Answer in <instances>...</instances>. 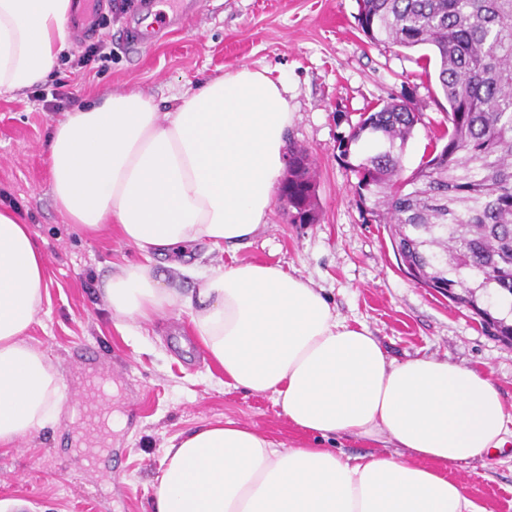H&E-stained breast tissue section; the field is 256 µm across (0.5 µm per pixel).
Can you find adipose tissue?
Here are the masks:
<instances>
[{
	"instance_id": "obj_1",
	"label": "adipose tissue",
	"mask_w": 512,
	"mask_h": 512,
	"mask_svg": "<svg viewBox=\"0 0 512 512\" xmlns=\"http://www.w3.org/2000/svg\"><path fill=\"white\" fill-rule=\"evenodd\" d=\"M73 0H0V92L45 82L70 47ZM294 119L288 82L241 67L198 84L172 112L136 91L65 113L47 138L51 190L81 233L116 229L151 256L191 243L248 244L270 222ZM180 294L153 264L103 281L114 315L186 311L224 383L271 395L318 437L284 447L233 420L164 450L155 512H485L449 478L512 438V413L485 373L436 358L390 359L367 327L282 266L203 271ZM50 281L30 224L0 207V445L48 424L64 380L25 341ZM390 442L405 457H345L337 436Z\"/></svg>"
}]
</instances>
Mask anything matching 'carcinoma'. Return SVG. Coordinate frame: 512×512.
Returning <instances> with one entry per match:
<instances>
[{
	"label": "carcinoma",
	"instance_id": "cac0c4a2",
	"mask_svg": "<svg viewBox=\"0 0 512 512\" xmlns=\"http://www.w3.org/2000/svg\"><path fill=\"white\" fill-rule=\"evenodd\" d=\"M357 21L372 44L432 51L448 103L446 142L407 177L404 153L421 121L411 100L362 113L338 137L360 211L389 226L419 283L445 286L490 335L512 342V309L497 317L492 303L512 295V0H359ZM362 140L372 149L353 164ZM278 196L291 223L316 221L306 150L290 152Z\"/></svg>",
	"mask_w": 512,
	"mask_h": 512
}]
</instances>
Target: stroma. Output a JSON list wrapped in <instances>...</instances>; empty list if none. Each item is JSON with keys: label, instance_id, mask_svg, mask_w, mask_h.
Segmentation results:
<instances>
[{"label": "stroma", "instance_id": "obj_1", "mask_svg": "<svg viewBox=\"0 0 512 512\" xmlns=\"http://www.w3.org/2000/svg\"><path fill=\"white\" fill-rule=\"evenodd\" d=\"M183 24L133 42L145 10L132 0L113 11L103 39L112 59L93 71L69 62L83 42L72 39L49 77L77 103L136 90L169 111L196 83L243 66L269 68L288 79L296 117L288 147L308 151L316 179L318 219L293 224L282 205L251 244L234 250L195 246L188 256L156 260L158 272L180 293L197 287L181 271L232 263L281 264L324 289L351 324H364L390 358L430 356L490 374L512 407V345L488 335L468 307L416 285L391 244L389 228L364 222L351 188L354 176L338 158L337 138L360 113L390 99L410 98L421 120L409 140L406 170L429 154L448 125L447 102L419 51L369 43L358 26V0H202ZM36 88L0 94V203L31 224L51 278L49 300L26 339L62 373L67 393L85 388L111 413L135 402V423L112 433L111 473L91 472L76 456L68 402L47 427L0 446V502L17 512H153L155 478L176 437L214 420L231 419L293 446L303 435L279 416L272 398L224 385L187 315L168 313L133 331H119L100 292L118 266L143 262L134 246L106 230L90 238L69 224L51 194L47 136L57 120ZM449 475L487 512H512V442ZM92 495H84L83 487Z\"/></svg>", "mask_w": 512, "mask_h": 512}]
</instances>
